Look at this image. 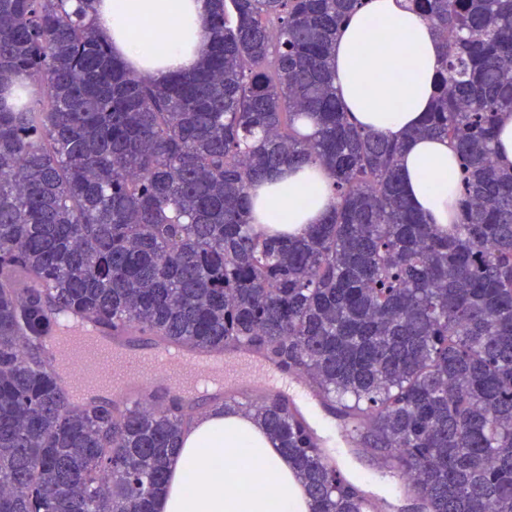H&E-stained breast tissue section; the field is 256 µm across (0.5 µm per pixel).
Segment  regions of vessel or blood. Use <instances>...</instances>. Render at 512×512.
<instances>
[{
  "label": "vessel or blood",
  "mask_w": 512,
  "mask_h": 512,
  "mask_svg": "<svg viewBox=\"0 0 512 512\" xmlns=\"http://www.w3.org/2000/svg\"><path fill=\"white\" fill-rule=\"evenodd\" d=\"M44 348L60 372L68 395L90 397L108 392L119 402L136 406L151 393L164 391L192 401L203 384L220 382L225 394L237 397H304L307 380L287 374L274 362L245 349L215 353L172 349L164 345L141 353L119 342L100 340L88 321L74 317Z\"/></svg>",
  "instance_id": "b4317fda"
}]
</instances>
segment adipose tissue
<instances>
[{"label":"adipose tissue","instance_id":"adipose-tissue-1","mask_svg":"<svg viewBox=\"0 0 512 512\" xmlns=\"http://www.w3.org/2000/svg\"><path fill=\"white\" fill-rule=\"evenodd\" d=\"M207 0H94L91 21L112 54L141 79L163 85L194 70L208 44ZM433 25L406 0H365L336 37L333 66L345 108L373 133L403 142L401 177L413 207L429 223L457 219V159L442 139L409 138L424 119L442 67ZM254 224L301 235L336 204L329 171L293 165L250 190ZM250 451L241 465L236 451ZM155 512H311L293 464L266 430L235 409L202 415L182 439Z\"/></svg>","mask_w":512,"mask_h":512}]
</instances>
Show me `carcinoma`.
<instances>
[{"mask_svg":"<svg viewBox=\"0 0 512 512\" xmlns=\"http://www.w3.org/2000/svg\"><path fill=\"white\" fill-rule=\"evenodd\" d=\"M66 0H0V512H155L192 407L66 395L49 312L112 336L247 346L306 376L396 464L416 512H512V0H411L447 47L420 133L458 155V223L415 211L402 145L350 122L333 40L363 0H211L197 70L159 86ZM305 121L309 132L299 134ZM319 162L336 205L255 233L250 186ZM242 411L293 460L312 512H367L306 419ZM497 161L500 166L512 167V113L502 112L497 123Z\"/></svg>","mask_w":512,"mask_h":512,"instance_id":"1","label":"carcinoma"}]
</instances>
